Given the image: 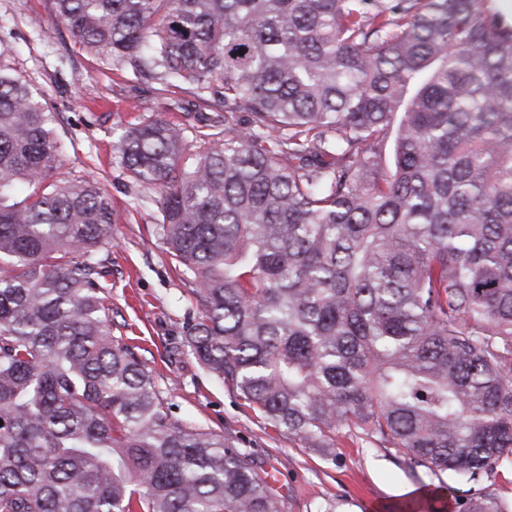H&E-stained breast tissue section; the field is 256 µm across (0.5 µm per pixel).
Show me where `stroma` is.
Listing matches in <instances>:
<instances>
[{
  "label": "stroma",
  "mask_w": 512,
  "mask_h": 512,
  "mask_svg": "<svg viewBox=\"0 0 512 512\" xmlns=\"http://www.w3.org/2000/svg\"><path fill=\"white\" fill-rule=\"evenodd\" d=\"M0 63L42 93L61 141L54 178L91 173L112 200L117 221L99 254L112 285L113 330L139 337L156 384L179 419L224 433L256 462L273 469L287 512H314L323 501L338 512H414L427 493L453 502L465 484L453 472L410 471L396 449L356 435H339L337 459L303 448L294 436L272 430L242 406L231 385L215 381L190 352L169 357L197 311L191 283L182 279L161 240L156 206H139L144 192L112 156V141L145 117L172 112L187 142H195L203 112L179 88L157 93L155 83L131 68H115L89 54L55 23L48 0H0Z\"/></svg>",
  "instance_id": "stroma-1"
}]
</instances>
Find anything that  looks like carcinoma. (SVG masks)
Here are the masks:
<instances>
[{"instance_id":"obj_1","label":"carcinoma","mask_w":512,"mask_h":512,"mask_svg":"<svg viewBox=\"0 0 512 512\" xmlns=\"http://www.w3.org/2000/svg\"><path fill=\"white\" fill-rule=\"evenodd\" d=\"M87 51L209 111L112 154L194 285L182 346L247 408L336 458V435L505 512L512 466V22L500 0H49ZM249 122H238V113ZM0 65V512H286L224 434L172 416L112 331L98 178ZM512 471L510 468L499 470L491 481L487 482L489 490L495 493L501 500L511 506L512 499Z\"/></svg>"}]
</instances>
